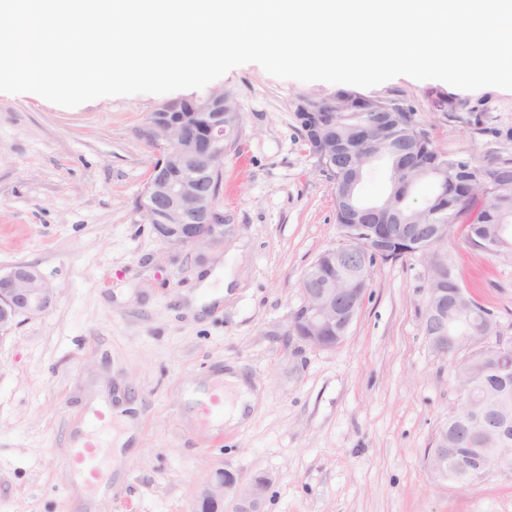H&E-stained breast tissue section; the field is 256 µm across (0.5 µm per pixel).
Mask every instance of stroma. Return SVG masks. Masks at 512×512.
<instances>
[{
  "instance_id": "obj_1",
  "label": "stroma",
  "mask_w": 512,
  "mask_h": 512,
  "mask_svg": "<svg viewBox=\"0 0 512 512\" xmlns=\"http://www.w3.org/2000/svg\"><path fill=\"white\" fill-rule=\"evenodd\" d=\"M208 88L234 103L238 128L217 199L232 230L200 248L166 245L138 210L159 155L148 118L197 90L74 108L0 94V269L34 264L54 290L45 313L0 334V512H196L220 469L265 477L263 512H512V477L463 486L428 465L470 351L440 355L425 337L421 255L371 267L335 348L292 330L304 272L342 242L335 187L295 107L341 85L249 63ZM360 94L411 112L444 154L512 162V91L399 76ZM448 256L512 336V254L481 252L459 230ZM230 366L257 404L243 425L200 426L186 393ZM80 433L101 450L100 487L70 466Z\"/></svg>"
}]
</instances>
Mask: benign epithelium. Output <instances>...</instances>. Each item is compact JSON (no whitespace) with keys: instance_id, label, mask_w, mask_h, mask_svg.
I'll list each match as a JSON object with an SVG mask.
<instances>
[{"instance_id":"obj_1","label":"benign epithelium","mask_w":512,"mask_h":512,"mask_svg":"<svg viewBox=\"0 0 512 512\" xmlns=\"http://www.w3.org/2000/svg\"><path fill=\"white\" fill-rule=\"evenodd\" d=\"M221 92L192 99L170 101L151 113L147 138L159 147L160 155L151 170L139 211L154 221L153 230L173 247L196 248L214 243L231 231L217 210L219 185L212 191L201 184L214 176L216 161L224 155V115L217 111ZM296 117L307 136L311 154L322 173L335 180L334 167L347 161L346 143L325 140L317 135L332 120L325 112H311L307 101L296 105ZM408 139L390 143L396 165L391 169L392 184L409 190L414 181L401 180V165ZM345 223L339 225L346 244L322 252L305 272L300 288L302 305L292 322L296 336L316 349L336 347L346 336L363 306L364 289L357 287L361 273L380 261L379 254L391 244L409 247L417 240L431 239L440 229L442 211L430 212L429 205L416 210L406 206L390 211L378 221L371 218L377 208L351 201L336 207ZM430 278L423 330L431 347L441 354H453L463 345L500 353L512 351V337L501 335L495 314L471 321L467 289L448 288L451 273L448 254L439 248L427 257ZM54 289L38 269L29 263H16L0 271V331L7 332L22 316L45 312L52 304ZM487 409L463 423L461 438L469 446L448 455L438 448L445 432L439 431L429 457L431 470L444 479L470 483L496 471L512 476V415L500 394L489 400L481 394ZM266 483L260 478L248 482L218 470L203 485L198 505L207 512L224 507V499L234 498L236 512H261Z\"/></svg>"}]
</instances>
